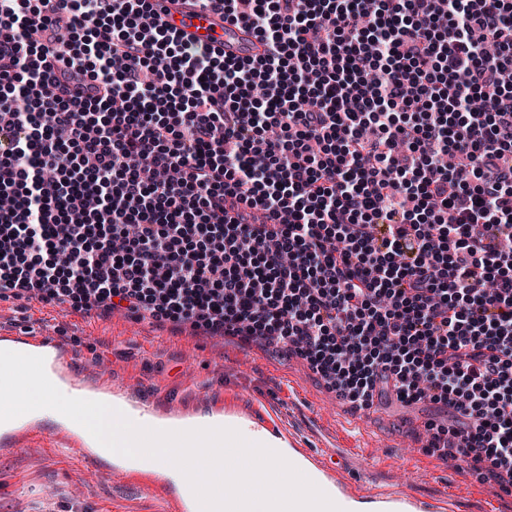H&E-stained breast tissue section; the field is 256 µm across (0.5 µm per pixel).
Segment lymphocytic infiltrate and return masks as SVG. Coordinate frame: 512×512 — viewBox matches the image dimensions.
Listing matches in <instances>:
<instances>
[{
    "mask_svg": "<svg viewBox=\"0 0 512 512\" xmlns=\"http://www.w3.org/2000/svg\"><path fill=\"white\" fill-rule=\"evenodd\" d=\"M201 2L264 53L153 0H0V301L441 406L426 454L512 495V0ZM163 5L166 21L184 40L208 46L225 59L255 57L263 51L255 37L231 23L221 10L203 9L196 0H164Z\"/></svg>",
    "mask_w": 512,
    "mask_h": 512,
    "instance_id": "f902f5d3",
    "label": "lymphocytic infiltrate"
}]
</instances>
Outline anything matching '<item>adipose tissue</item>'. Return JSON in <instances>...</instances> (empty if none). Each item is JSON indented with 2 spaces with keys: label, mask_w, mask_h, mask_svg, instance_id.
I'll use <instances>...</instances> for the list:
<instances>
[{
  "label": "adipose tissue",
  "mask_w": 512,
  "mask_h": 512,
  "mask_svg": "<svg viewBox=\"0 0 512 512\" xmlns=\"http://www.w3.org/2000/svg\"><path fill=\"white\" fill-rule=\"evenodd\" d=\"M225 448L237 449L234 463H226L223 451L213 457V498H222L224 490L244 485L246 512H378L374 502L337 497L308 462L299 465L298 478L289 480L287 498H274L270 488L276 477L257 466L268 448L287 447V440L248 419L226 423L223 431Z\"/></svg>",
  "instance_id": "1"
}]
</instances>
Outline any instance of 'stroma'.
Masks as SVG:
<instances>
[{
    "label": "stroma",
    "instance_id": "obj_1",
    "mask_svg": "<svg viewBox=\"0 0 512 512\" xmlns=\"http://www.w3.org/2000/svg\"><path fill=\"white\" fill-rule=\"evenodd\" d=\"M45 319L71 350L79 373H87L92 363L107 365L113 383L131 397L169 398L191 415L202 412V396L219 398L225 415L285 434L313 464L335 457L330 480L346 496L376 501L401 493L424 512L443 498L454 512H512V497L501 495L497 486L423 454L424 424L447 421L444 411L393 401L360 418L334 400L306 362L272 354L260 344L187 324L160 327L119 314L90 318L35 301L23 309L0 302V331ZM145 476L139 470L122 482L74 462L62 449L27 443L0 452V512H160L161 495L146 489Z\"/></svg>",
    "mask_w": 512,
    "mask_h": 512
}]
</instances>
